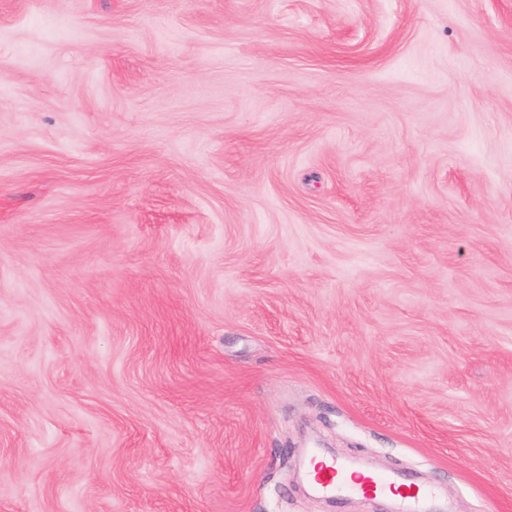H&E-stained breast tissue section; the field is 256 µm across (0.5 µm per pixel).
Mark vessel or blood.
I'll use <instances>...</instances> for the list:
<instances>
[{
	"instance_id": "b4317fda",
	"label": "vessel or blood",
	"mask_w": 512,
	"mask_h": 512,
	"mask_svg": "<svg viewBox=\"0 0 512 512\" xmlns=\"http://www.w3.org/2000/svg\"><path fill=\"white\" fill-rule=\"evenodd\" d=\"M349 470L347 462L334 457L315 463L312 474L315 490L329 497L344 491L367 496L391 494L398 497L404 512H430L439 498L434 487L405 482L394 473L366 472L351 481L347 478Z\"/></svg>"
}]
</instances>
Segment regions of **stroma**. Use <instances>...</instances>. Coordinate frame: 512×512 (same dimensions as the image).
<instances>
[{
    "mask_svg": "<svg viewBox=\"0 0 512 512\" xmlns=\"http://www.w3.org/2000/svg\"><path fill=\"white\" fill-rule=\"evenodd\" d=\"M512 512V0H0V512ZM350 469L343 460L323 458L313 466L314 489L329 497L344 491L367 496L391 494L400 498L404 512H429L439 498L434 487L407 483L394 473L365 472L350 483L347 478Z\"/></svg>",
    "mask_w": 512,
    "mask_h": 512,
    "instance_id": "obj_1",
    "label": "stroma"
}]
</instances>
